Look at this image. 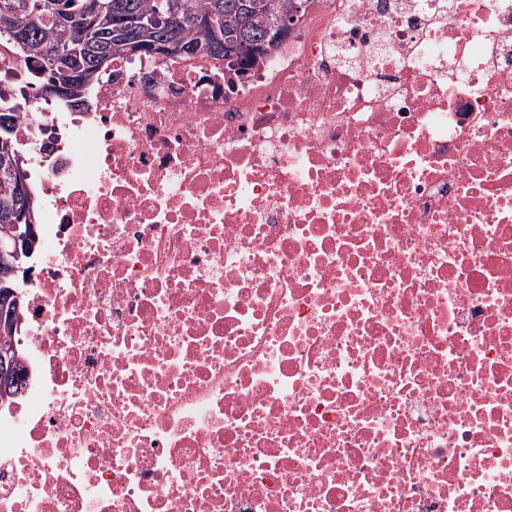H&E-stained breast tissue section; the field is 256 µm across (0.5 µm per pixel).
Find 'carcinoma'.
Wrapping results in <instances>:
<instances>
[{
  "label": "carcinoma",
  "instance_id": "carcinoma-1",
  "mask_svg": "<svg viewBox=\"0 0 512 512\" xmlns=\"http://www.w3.org/2000/svg\"><path fill=\"white\" fill-rule=\"evenodd\" d=\"M23 9L21 18L27 36L23 43L0 31V45H9L12 61L24 63L19 93L23 99H35L42 95L45 85L59 81L69 84L71 98H56L65 109H76L75 103L85 99L86 89L98 80L94 57L86 48L103 50L114 58L126 55L127 47L135 42L151 52L169 42L193 48L192 56L206 55L223 58L217 52L221 42L238 45L235 67L245 69L257 63L251 45L262 39L271 21L294 22L297 5L301 0H111L119 12L149 21L158 12H166L171 4L170 21L161 25L132 26L120 29L114 18L92 30H80L73 25L45 21L36 11L38 0H16ZM53 47L69 62L72 74L64 76L45 58L46 50ZM15 113L12 105L0 99V138L10 141L12 157L23 160L18 150L15 134ZM30 212L32 223H37L39 208L36 197L23 196L14 182L0 177V229L13 213Z\"/></svg>",
  "mask_w": 512,
  "mask_h": 512
}]
</instances>
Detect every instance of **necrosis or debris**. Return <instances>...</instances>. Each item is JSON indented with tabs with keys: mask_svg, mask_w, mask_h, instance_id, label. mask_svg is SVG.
<instances>
[{
	"mask_svg": "<svg viewBox=\"0 0 512 512\" xmlns=\"http://www.w3.org/2000/svg\"><path fill=\"white\" fill-rule=\"evenodd\" d=\"M89 101L17 109L0 512H512V0H312ZM2 97L0 98V138L8 139L12 145V157L13 159L19 163H15V161L11 158L9 153V144L5 140L2 139V146L0 142V152L2 153V162H1V172L6 170L9 175L13 178V180L17 183L20 190L22 192L26 191L27 183L32 192V196H22L19 192L17 186L14 182L7 178H2L0 176V236L1 230L5 226V220L9 217V215L13 213H24L25 211L30 212L32 217V224L38 223L39 216V208L36 203V197L33 187L31 186L29 180V174L27 173V182L25 171V163L23 160V156L21 151L18 150V138L15 134L14 130L17 131V126L15 124V113L13 112L14 108H12L11 104L4 103ZM5 144V146H3ZM23 167V168H22ZM30 232V226L28 224H18L17 221H14L13 224H9L4 230H2L3 236L0 237V268H2L3 273L6 276L12 275L9 278H6L5 281L1 280V271H0V312L5 307V301L1 295H8L11 297L15 295L16 304L13 302V299H10L6 309H5V319L9 320L11 315H16L17 307L19 304L21 306V311L24 308V299L22 288L20 287V274L19 276H15L18 271H20L19 267H23L28 271L26 267L27 260L30 258V255L34 252V248L32 245L34 244V236L32 237L30 242L23 243L20 246V250H18L19 243L26 239ZM19 251V254H18ZM18 259L16 260V258ZM16 260V261H15ZM16 264V265H15ZM6 282L8 288L3 286ZM17 293H15L14 291ZM20 299V303H19ZM0 323H1V328L5 327V326L7 328H9L11 325H13V328H15L19 324L18 321L6 323L5 321L2 320V322H1V314H0ZM1 328H0V349L6 345H12V342L10 340L11 336L18 335V330L13 332L12 329H10L9 332H6L5 329L3 331H1ZM11 353H14L15 356L17 355L16 362H15V358H14L15 356H11ZM21 358H22V356L20 354V351L18 350V354H17V349L14 346L9 347L8 349L2 348L0 350V376H1V381H2L3 391H5V389L11 388L12 386L15 385V382H14L16 380L15 372H16L19 380L22 381L23 374H24V366H23L22 362H21V366L19 364ZM14 362H15V372H14Z\"/></svg>",
	"mask_w": 512,
	"mask_h": 512,
	"instance_id": "necrosis-or-debris-1",
	"label": "necrosis or debris"
}]
</instances>
